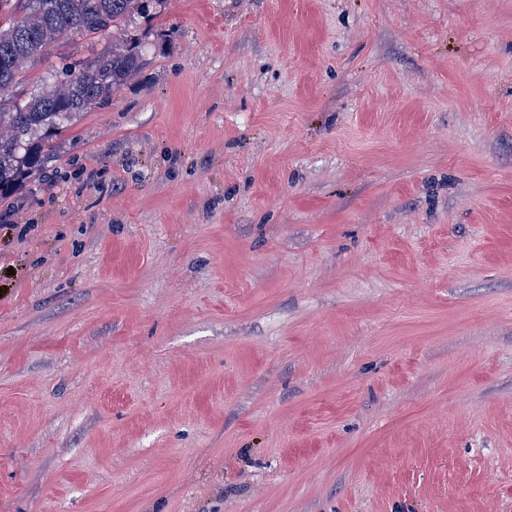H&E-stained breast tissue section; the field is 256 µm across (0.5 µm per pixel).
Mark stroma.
I'll return each instance as SVG.
<instances>
[{"label":"stroma","mask_w":512,"mask_h":512,"mask_svg":"<svg viewBox=\"0 0 512 512\" xmlns=\"http://www.w3.org/2000/svg\"><path fill=\"white\" fill-rule=\"evenodd\" d=\"M133 30L0 199V512H512V0Z\"/></svg>","instance_id":"stroma-1"}]
</instances>
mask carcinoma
I'll list each match as a JSON object with an SVG mask.
<instances>
[{
    "instance_id": "1",
    "label": "carcinoma",
    "mask_w": 512,
    "mask_h": 512,
    "mask_svg": "<svg viewBox=\"0 0 512 512\" xmlns=\"http://www.w3.org/2000/svg\"><path fill=\"white\" fill-rule=\"evenodd\" d=\"M8 23L0 25V198L31 183L54 158V142L94 102L146 64L141 43L129 31L150 11L149 0H0ZM116 31L112 46L90 60L61 68L55 80L27 97L10 94L24 69L52 44L72 35Z\"/></svg>"
}]
</instances>
